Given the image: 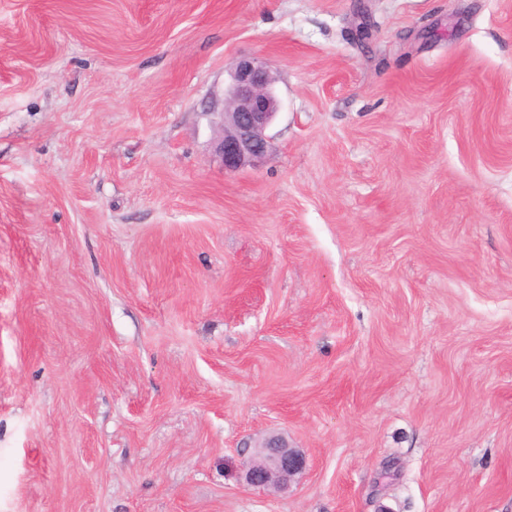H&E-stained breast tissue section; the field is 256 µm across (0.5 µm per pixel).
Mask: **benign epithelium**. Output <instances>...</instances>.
<instances>
[{
	"mask_svg": "<svg viewBox=\"0 0 512 512\" xmlns=\"http://www.w3.org/2000/svg\"><path fill=\"white\" fill-rule=\"evenodd\" d=\"M273 84L265 59L248 56L236 62L224 90L221 134L215 146L224 170L236 172L255 166L266 156L269 141L265 131L280 107ZM305 467L306 458L300 452L272 437L246 464L244 478L251 486L282 491Z\"/></svg>",
	"mask_w": 512,
	"mask_h": 512,
	"instance_id": "1",
	"label": "benign epithelium"
}]
</instances>
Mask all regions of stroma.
<instances>
[{
    "instance_id": "35a3bbf8",
    "label": "stroma",
    "mask_w": 512,
    "mask_h": 512,
    "mask_svg": "<svg viewBox=\"0 0 512 512\" xmlns=\"http://www.w3.org/2000/svg\"><path fill=\"white\" fill-rule=\"evenodd\" d=\"M0 512H512V0H0ZM273 84L265 59L248 56L236 62L224 90L221 134L215 146L225 171L255 166L266 156L269 141L265 131L280 107ZM306 467V458L281 438L272 437L258 448L244 467L247 484L267 489L284 490L291 479Z\"/></svg>"
}]
</instances>
